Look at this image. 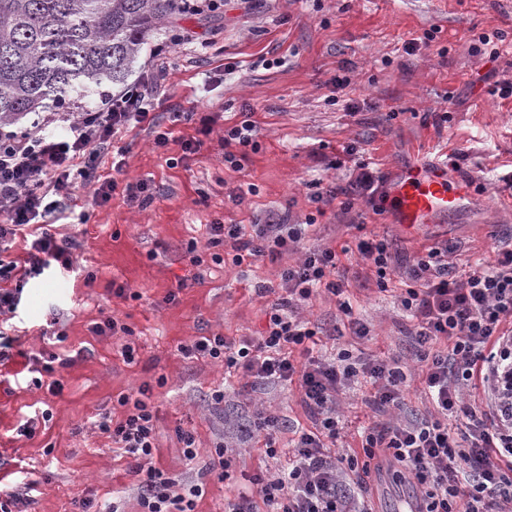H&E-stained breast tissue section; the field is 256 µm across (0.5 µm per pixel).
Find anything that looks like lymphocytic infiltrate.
Returning <instances> with one entry per match:
<instances>
[{
	"mask_svg": "<svg viewBox=\"0 0 512 512\" xmlns=\"http://www.w3.org/2000/svg\"><path fill=\"white\" fill-rule=\"evenodd\" d=\"M160 75L149 69L94 110L39 114L20 131L0 127V312L14 308L29 278L54 265L72 267L73 242L57 235L55 224L70 212L76 186L91 187L98 203L111 199L117 184L99 179L98 160L118 130L155 126L163 105L154 93ZM58 121L66 125L61 138L46 132ZM384 183L382 173L360 162L350 189L328 185L317 197L329 205L357 195L372 204L385 200ZM209 233L212 262L239 266L301 250L306 229L272 221L248 235L238 224H213ZM18 238L30 241L21 260L6 255ZM302 252L296 265L281 270L259 336H202L179 347L184 357L210 358L257 383L296 384L311 420L293 427L287 467L251 477L224 512H374L371 474L382 463L413 485L424 512H512V243L497 249L492 264L463 275L444 248L414 261L399 295L415 322L409 368L346 348L331 358L315 354L318 329L303 310L317 295L335 298L351 336L367 338L371 327L349 300L336 250ZM298 349L304 360L295 358ZM412 376L431 406L414 419L403 413ZM364 387L373 416L358 432L361 445L338 447L340 402ZM118 403L123 417H100L97 427L120 444L139 475L141 512H194L200 488L176 493L152 464L157 431L150 404L126 396ZM452 416L465 420L457 441L448 433Z\"/></svg>",
	"mask_w": 512,
	"mask_h": 512,
	"instance_id": "1",
	"label": "lymphocytic infiltrate"
}]
</instances>
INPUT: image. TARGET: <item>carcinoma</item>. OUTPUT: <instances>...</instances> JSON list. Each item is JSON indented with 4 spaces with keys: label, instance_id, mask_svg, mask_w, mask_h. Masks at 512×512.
Masks as SVG:
<instances>
[{
    "label": "carcinoma",
    "instance_id": "carcinoma-1",
    "mask_svg": "<svg viewBox=\"0 0 512 512\" xmlns=\"http://www.w3.org/2000/svg\"><path fill=\"white\" fill-rule=\"evenodd\" d=\"M182 14L179 0H0V125L125 84L159 25Z\"/></svg>",
    "mask_w": 512,
    "mask_h": 512
}]
</instances>
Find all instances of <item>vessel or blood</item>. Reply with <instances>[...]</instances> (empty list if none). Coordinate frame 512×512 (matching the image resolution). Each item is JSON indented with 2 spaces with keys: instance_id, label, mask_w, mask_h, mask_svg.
Segmentation results:
<instances>
[{
  "instance_id": "vessel-or-blood-1",
  "label": "vessel or blood",
  "mask_w": 512,
  "mask_h": 512,
  "mask_svg": "<svg viewBox=\"0 0 512 512\" xmlns=\"http://www.w3.org/2000/svg\"><path fill=\"white\" fill-rule=\"evenodd\" d=\"M386 191L402 224L433 223L469 199L465 186L452 176L447 164L437 160L423 168L401 171L387 184Z\"/></svg>"
}]
</instances>
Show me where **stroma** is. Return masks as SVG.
I'll list each match as a JSON object with an SVG mask.
<instances>
[{"instance_id":"1","label":"stroma","mask_w":512,"mask_h":512,"mask_svg":"<svg viewBox=\"0 0 512 512\" xmlns=\"http://www.w3.org/2000/svg\"><path fill=\"white\" fill-rule=\"evenodd\" d=\"M223 2L215 12L163 26L143 48L137 71L166 66L156 129L114 136L122 174L114 175L111 154L97 169L101 179L119 183L111 200L100 205L91 189L79 190L75 209L86 223L57 224L75 243L72 270L54 265L30 279L15 311L0 316V332L20 348L0 362V499L32 484L26 512H70L85 497L140 512L126 454L94 422L101 413L122 418L118 398L137 397L142 386L158 432L153 464L179 489L204 483L195 512H224L238 481L281 466L256 446L254 405L280 421L309 424L295 387L265 383L244 395L223 366L179 355V345L202 336L259 335L271 300L259 285L277 284L280 269L301 258L291 252L239 267L215 264L209 224H261L271 216L305 224L307 249L386 239L391 291H379L364 271L348 286L371 337L347 334L335 298L317 296L305 315L319 326L323 354L346 348L403 361L414 321L394 291L415 258L445 245L449 262L463 271L492 262L497 246L512 240V96L500 93L512 81V52L489 58L492 48L512 45V0ZM181 29L204 50L177 44ZM338 75L350 82L352 108L337 98ZM176 112L210 115L212 131L197 153L183 152L181 141L195 126L173 120ZM245 120L256 126L258 148L233 168L222 136ZM158 130L169 134L160 150L153 146ZM436 157L473 196L445 220L400 224L392 211L374 212L359 198L347 210L312 198L313 181L348 186L359 161L388 176ZM140 181L153 188L143 205L125 191ZM192 240L202 265L185 257ZM109 317L124 331L95 333ZM128 346L136 351L131 363L123 357ZM52 351L65 360L56 395L34 385L28 371L32 359ZM29 418L35 434L26 438L17 428ZM180 427L195 435L194 459L182 453ZM225 442L241 446L228 479L211 467Z\"/></svg>"}]
</instances>
